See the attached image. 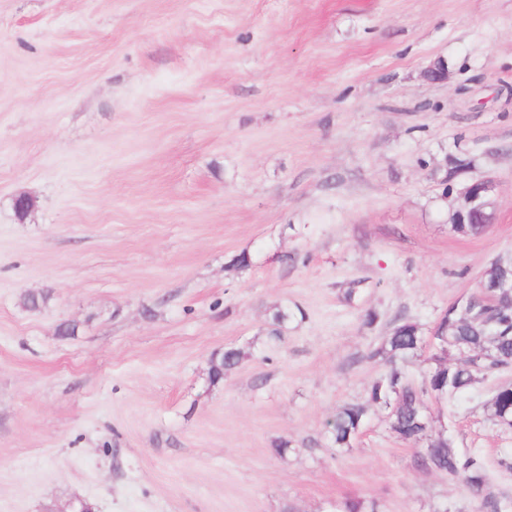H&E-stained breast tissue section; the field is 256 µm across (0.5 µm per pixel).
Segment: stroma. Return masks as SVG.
<instances>
[{
	"instance_id": "stroma-1",
	"label": "stroma",
	"mask_w": 512,
	"mask_h": 512,
	"mask_svg": "<svg viewBox=\"0 0 512 512\" xmlns=\"http://www.w3.org/2000/svg\"><path fill=\"white\" fill-rule=\"evenodd\" d=\"M510 254L512 0H0V512H479L386 411L324 425ZM503 384L427 407L512 512ZM496 190V183L492 179H482L463 185L454 200L455 209L464 215L473 211H482L486 202ZM242 358L243 353L240 349L233 347L225 348L222 353H219L215 363L210 368L211 383L215 384L224 380V374L235 368ZM490 415L502 425L512 427V385H502L487 403Z\"/></svg>"
}]
</instances>
